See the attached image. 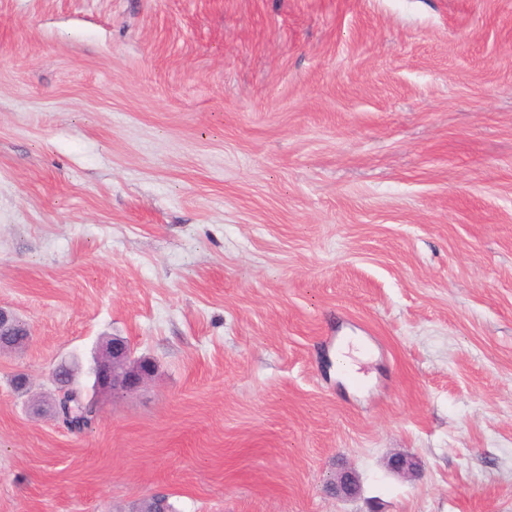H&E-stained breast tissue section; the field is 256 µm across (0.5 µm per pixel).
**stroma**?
I'll return each mask as SVG.
<instances>
[{"label": "stroma", "mask_w": 512, "mask_h": 512, "mask_svg": "<svg viewBox=\"0 0 512 512\" xmlns=\"http://www.w3.org/2000/svg\"><path fill=\"white\" fill-rule=\"evenodd\" d=\"M0 306V512H512V0H0ZM110 339L112 341L101 346L93 358L92 390L96 395L112 394V397L133 394L154 378L156 365L149 358H134L125 338L113 336ZM352 345H349V344ZM362 343L357 339L345 340L342 345L339 347L338 351L336 352V363L339 364V358L341 356V353L344 354V359L348 364V373H344L342 369L340 368V372L344 374H348L350 376L358 375L356 371L358 370V366L355 363L356 359H365V353L362 350ZM62 364L63 363L58 365L51 375V380L56 385V398L63 397L69 390V383L60 382L62 378L58 374V369ZM75 388L76 389L72 393L64 396V399L61 402V413L68 417L70 423L75 425L79 432H82L83 430H91L97 420L94 414V409L91 406L88 395L85 393L84 389L76 384ZM56 398L54 399L53 409L57 416L58 407ZM388 469L401 477H411L421 468L419 459L412 455L399 454L392 456L387 462ZM325 492L336 499L354 498L359 494L360 482L356 471L346 466L336 471Z\"/></svg>", "instance_id": "stroma-1"}]
</instances>
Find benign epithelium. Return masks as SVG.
<instances>
[{"mask_svg":"<svg viewBox=\"0 0 512 512\" xmlns=\"http://www.w3.org/2000/svg\"><path fill=\"white\" fill-rule=\"evenodd\" d=\"M156 372L155 363L138 359L129 352L128 341L121 336L101 346L90 367L92 390L96 395H128L137 392L150 382ZM388 469L401 477H411L421 468L419 459L412 455L399 454L387 462ZM360 482L356 471L346 466L336 471L326 493L336 499L354 498L359 494Z\"/></svg>","mask_w":512,"mask_h":512,"instance_id":"1","label":"benign epithelium"}]
</instances>
